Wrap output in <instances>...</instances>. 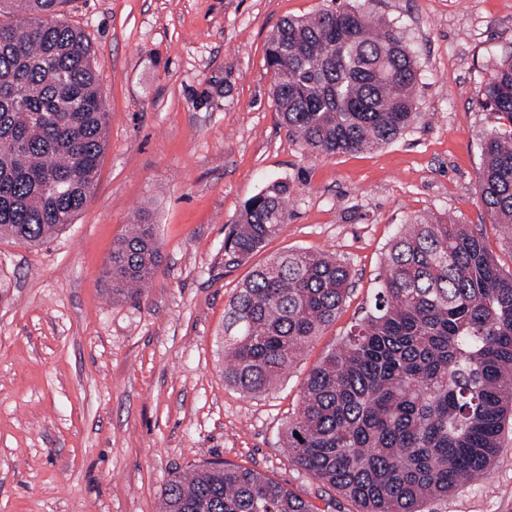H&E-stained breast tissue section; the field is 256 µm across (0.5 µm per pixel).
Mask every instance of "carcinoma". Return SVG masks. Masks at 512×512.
Instances as JSON below:
<instances>
[{"instance_id":"cac0c4a2","label":"carcinoma","mask_w":512,"mask_h":512,"mask_svg":"<svg viewBox=\"0 0 512 512\" xmlns=\"http://www.w3.org/2000/svg\"><path fill=\"white\" fill-rule=\"evenodd\" d=\"M63 0H0V239L50 240L90 198L109 113L83 31ZM369 0H331L283 20L265 56L276 110L307 150L336 155L394 141L417 117L418 57ZM507 121L482 138L478 203L512 226V56L485 85ZM290 188L249 199L224 237L238 263L287 222ZM149 214L112 248V293L137 297L158 266ZM351 287L344 263L285 252L255 268L230 303L224 378L267 392L336 320ZM512 430V275L483 236L435 215L410 219L390 246L364 315L310 371L284 429L294 462L360 512H426L462 481L486 477ZM160 512H314L264 474L208 462L177 474Z\"/></svg>"}]
</instances>
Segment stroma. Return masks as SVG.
Listing matches in <instances>:
<instances>
[{
  "mask_svg": "<svg viewBox=\"0 0 512 512\" xmlns=\"http://www.w3.org/2000/svg\"><path fill=\"white\" fill-rule=\"evenodd\" d=\"M326 0H68L109 112L95 190L39 245L0 240V512H159L178 472L222 460L262 472L320 512L358 505L298 469L282 433L311 369L378 284L410 218L481 227L503 273L512 240L478 203L484 86L512 55V0H375L419 59L418 118L374 150L309 153L280 124L265 47L282 18ZM222 87L211 107L195 98ZM291 187L266 248L229 264L224 234L268 181ZM148 212L160 264L139 300L106 265ZM286 251L332 253L353 286L333 324L268 392L224 380V316L244 280ZM433 512H512V435L489 475Z\"/></svg>",
  "mask_w": 512,
  "mask_h": 512,
  "instance_id": "35a3bbf8",
  "label": "stroma"
}]
</instances>
